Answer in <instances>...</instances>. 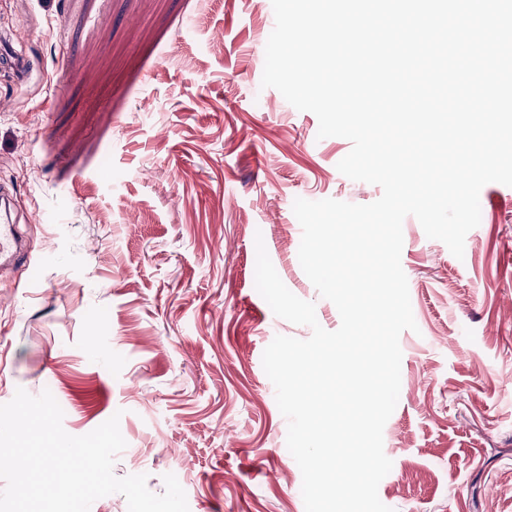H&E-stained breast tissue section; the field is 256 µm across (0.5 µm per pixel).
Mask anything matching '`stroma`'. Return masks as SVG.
Returning a JSON list of instances; mask_svg holds the SVG:
<instances>
[{"label":"stroma","mask_w":512,"mask_h":512,"mask_svg":"<svg viewBox=\"0 0 512 512\" xmlns=\"http://www.w3.org/2000/svg\"><path fill=\"white\" fill-rule=\"evenodd\" d=\"M274 25L271 0H0V36L44 67L0 71V187L35 261L0 272V404L50 391L73 436L119 416L114 475L159 494L174 474L189 512H305L262 354L311 329L256 290L255 240L336 330L293 203L382 194L262 87ZM480 206L460 259L403 222L418 329L383 432L392 512H512V187Z\"/></svg>","instance_id":"obj_1"}]
</instances>
